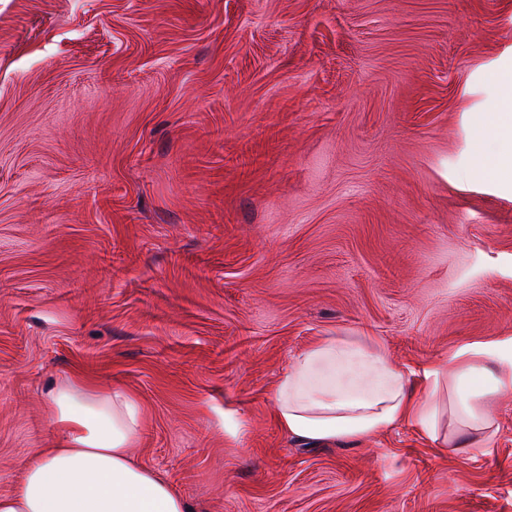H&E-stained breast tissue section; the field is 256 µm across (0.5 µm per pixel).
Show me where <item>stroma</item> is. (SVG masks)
I'll return each instance as SVG.
<instances>
[{"label": "stroma", "instance_id": "35a3bbf8", "mask_svg": "<svg viewBox=\"0 0 512 512\" xmlns=\"http://www.w3.org/2000/svg\"><path fill=\"white\" fill-rule=\"evenodd\" d=\"M500 75L512 0H0V496L82 380L195 512H512V392L478 457L273 416L316 337L512 336Z\"/></svg>", "mask_w": 512, "mask_h": 512}]
</instances>
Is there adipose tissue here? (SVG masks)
I'll list each match as a JSON object with an SVG mask.
<instances>
[{"mask_svg": "<svg viewBox=\"0 0 512 512\" xmlns=\"http://www.w3.org/2000/svg\"><path fill=\"white\" fill-rule=\"evenodd\" d=\"M512 389V337L460 346L447 365L413 371L395 364L373 336H321L280 374L274 416L311 445L362 440L406 424L452 451L485 452L495 412ZM53 447L27 460L0 512H190L183 497L128 450L144 429L127 391L95 393L81 382L54 390Z\"/></svg>", "mask_w": 512, "mask_h": 512, "instance_id": "obj_1", "label": "adipose tissue"}]
</instances>
